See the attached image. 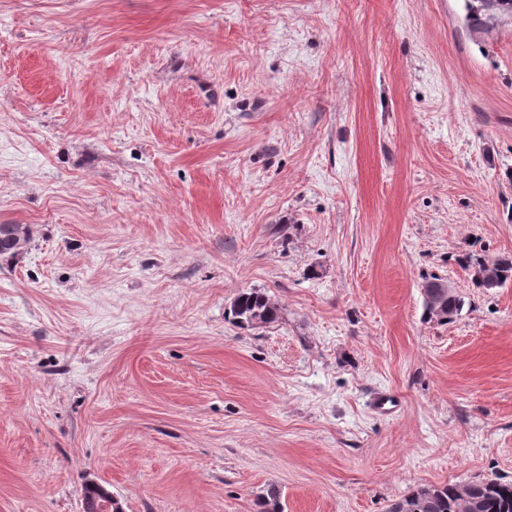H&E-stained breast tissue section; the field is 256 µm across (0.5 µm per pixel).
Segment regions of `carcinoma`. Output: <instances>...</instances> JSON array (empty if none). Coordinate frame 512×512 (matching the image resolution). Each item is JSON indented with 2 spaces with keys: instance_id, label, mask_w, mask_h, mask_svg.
Here are the masks:
<instances>
[{
  "instance_id": "cac0c4a2",
  "label": "carcinoma",
  "mask_w": 512,
  "mask_h": 512,
  "mask_svg": "<svg viewBox=\"0 0 512 512\" xmlns=\"http://www.w3.org/2000/svg\"><path fill=\"white\" fill-rule=\"evenodd\" d=\"M467 26L472 31L485 26L493 16H512V0H465ZM29 242V228L23 224H0V255L18 254ZM459 264L473 273L476 287L485 291L502 288L512 282V257L504 256L492 263L467 253ZM465 304L452 292L442 299L443 317L425 310L428 318L447 324L459 315ZM231 314L240 327L256 322L270 324L279 319V308L263 292L250 289L240 293L231 303ZM470 498L473 512H512V482L485 479L464 487L448 484L441 487L418 488L390 504L387 512H467L465 498ZM258 512H284L280 493L271 488L261 497Z\"/></svg>"
}]
</instances>
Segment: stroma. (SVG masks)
<instances>
[{
	"label": "stroma",
	"mask_w": 512,
	"mask_h": 512,
	"mask_svg": "<svg viewBox=\"0 0 512 512\" xmlns=\"http://www.w3.org/2000/svg\"><path fill=\"white\" fill-rule=\"evenodd\" d=\"M0 0V512H387L512 482V19ZM465 300L424 314L425 277ZM258 289L277 322L230 304ZM395 396L391 416L375 393ZM28 242L29 228L26 225L0 224V255L18 254L25 250ZM459 264L466 270H472L477 288L491 291L502 288L512 282V257L504 256L492 263L481 257L467 253L459 258ZM443 280L444 279L438 276H430L428 279L425 278V281L422 284L423 297H425L430 290L435 289L434 287L438 284V282H440L438 287L440 288L439 292H442L443 290H448V293L453 291V288L447 283V281ZM441 303L443 315L445 316L446 319L440 318L437 315L432 314V312L428 310V307L424 302L425 314L430 319H435L437 322L448 324L449 322H452L456 316L459 315L465 304V301L462 298V296L453 291L452 293H449L445 297H443ZM230 312L240 327H253L257 321L270 324L279 319L278 306L255 289L241 292L231 303Z\"/></svg>",
	"instance_id": "1"
}]
</instances>
